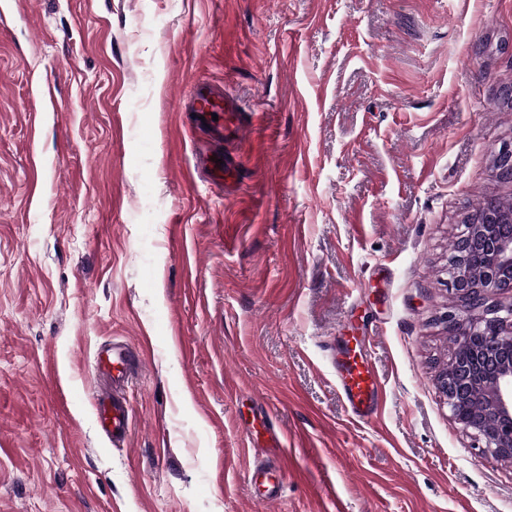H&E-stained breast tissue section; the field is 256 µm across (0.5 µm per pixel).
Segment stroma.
I'll list each match as a JSON object with an SVG mask.
<instances>
[{
  "instance_id": "obj_1",
  "label": "stroma",
  "mask_w": 512,
  "mask_h": 512,
  "mask_svg": "<svg viewBox=\"0 0 512 512\" xmlns=\"http://www.w3.org/2000/svg\"><path fill=\"white\" fill-rule=\"evenodd\" d=\"M196 80L256 115L235 187L193 169ZM510 87L512 0H0V512H512L436 385L453 242L512 202ZM114 341L144 351L122 449L90 398ZM349 343L336 351V378L349 412L369 419L378 409V378L368 348ZM251 486L257 496L265 502H274L281 498L283 483L281 480V466L277 462L262 465L251 472Z\"/></svg>"
}]
</instances>
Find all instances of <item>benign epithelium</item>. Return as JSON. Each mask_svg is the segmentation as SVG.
Returning <instances> with one entry per match:
<instances>
[{"label": "benign epithelium", "instance_id": "obj_1", "mask_svg": "<svg viewBox=\"0 0 512 512\" xmlns=\"http://www.w3.org/2000/svg\"><path fill=\"white\" fill-rule=\"evenodd\" d=\"M497 174L512 179V144L497 156ZM448 293L465 308L447 312L455 338L451 362L437 377L451 417L483 442L482 453L512 460V306L488 304L512 291V212L466 225L453 246Z\"/></svg>", "mask_w": 512, "mask_h": 512}]
</instances>
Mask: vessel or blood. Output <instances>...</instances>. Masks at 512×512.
Instances as JSON below:
<instances>
[{
  "mask_svg": "<svg viewBox=\"0 0 512 512\" xmlns=\"http://www.w3.org/2000/svg\"><path fill=\"white\" fill-rule=\"evenodd\" d=\"M182 107L195 116L206 117V127L215 139H223L228 133L242 138L248 132L249 123L241 116L240 103L225 92L223 85L194 83ZM196 164L206 168L210 178L220 183L233 176L231 164L219 163L208 154H197ZM96 364L99 372L118 386L127 384L139 373L142 359L136 351L112 345L100 347ZM336 378L353 416L367 419L376 413L379 385L368 350L349 345L339 349L336 353ZM92 395L97 404V423L102 433L111 439L114 446L126 445L130 435L131 408L101 388H93ZM251 485L264 501L280 499L283 490L280 464L272 462L255 468L251 473Z\"/></svg>",
  "mask_w": 512,
  "mask_h": 512,
  "instance_id": "obj_1",
  "label": "vessel or blood"
}]
</instances>
